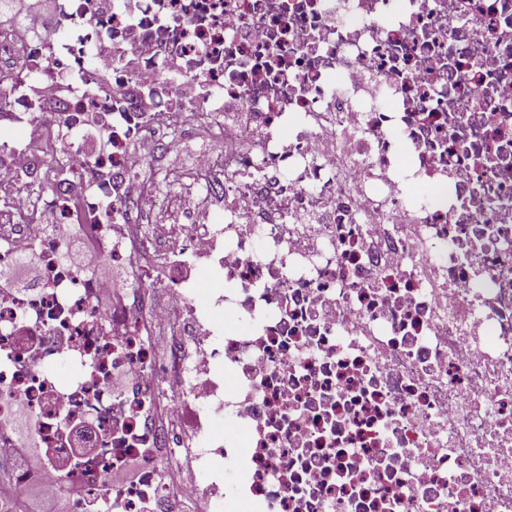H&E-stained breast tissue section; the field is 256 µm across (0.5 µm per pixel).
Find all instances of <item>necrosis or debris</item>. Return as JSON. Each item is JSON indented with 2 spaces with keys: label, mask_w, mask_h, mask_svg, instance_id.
Instances as JSON below:
<instances>
[{
  "label": "necrosis or debris",
  "mask_w": 512,
  "mask_h": 512,
  "mask_svg": "<svg viewBox=\"0 0 512 512\" xmlns=\"http://www.w3.org/2000/svg\"><path fill=\"white\" fill-rule=\"evenodd\" d=\"M191 130L164 235L130 206ZM0 189L14 500L512 512V0H52L0 24ZM38 259L32 253L26 254L22 259V265L16 271L0 272V289L20 288L27 284L35 275Z\"/></svg>",
  "instance_id": "necrosis-or-debris-1"
}]
</instances>
